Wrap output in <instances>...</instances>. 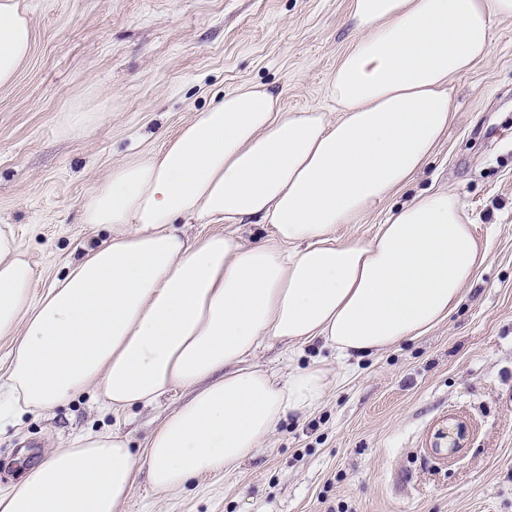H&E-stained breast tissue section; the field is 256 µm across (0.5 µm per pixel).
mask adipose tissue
Returning <instances> with one entry per match:
<instances>
[{
  "label": "adipose tissue",
  "instance_id": "obj_1",
  "mask_svg": "<svg viewBox=\"0 0 512 512\" xmlns=\"http://www.w3.org/2000/svg\"><path fill=\"white\" fill-rule=\"evenodd\" d=\"M350 18L359 37L330 79L335 116L282 111L258 86L226 93L160 151L110 169L82 213L107 239L41 295L14 229L0 226V338L13 340L0 422L89 389L117 418L190 393L143 458L119 428L79 433L0 494V512H120L139 478L174 491L231 472L329 385L321 360L276 379L254 363L259 348L319 342L344 367L461 303L488 252L456 194H417L366 242L337 231L430 159L452 123V78L489 57L512 0H351ZM31 43L17 0H0V86ZM180 221L258 224L264 238L190 239Z\"/></svg>",
  "mask_w": 512,
  "mask_h": 512
}]
</instances>
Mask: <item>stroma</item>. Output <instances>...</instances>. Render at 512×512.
<instances>
[{"label": "stroma", "instance_id": "35a3bbf8", "mask_svg": "<svg viewBox=\"0 0 512 512\" xmlns=\"http://www.w3.org/2000/svg\"><path fill=\"white\" fill-rule=\"evenodd\" d=\"M32 46L0 87V224L13 225L37 289L62 277L101 228L81 211L108 171L159 151L195 112L244 84L286 111H335L327 85L356 40L351 0H18ZM450 131L407 188L342 236L370 239L417 193H456L488 258L472 289L423 336L354 361L308 412L280 421L237 470L172 492L140 480L123 512H512V19L494 22L491 56L455 77ZM89 128L64 130L67 113ZM320 344L273 343L255 363L277 379ZM130 409L121 430L135 456L186 401ZM85 392L0 426V493L25 467L85 430L112 426ZM463 426L460 448L448 432Z\"/></svg>", "mask_w": 512, "mask_h": 512}]
</instances>
